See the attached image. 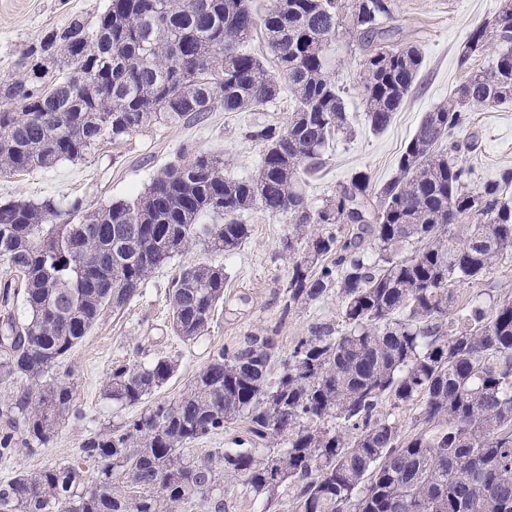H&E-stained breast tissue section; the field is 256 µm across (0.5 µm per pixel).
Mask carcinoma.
<instances>
[{
    "label": "carcinoma",
    "mask_w": 512,
    "mask_h": 512,
    "mask_svg": "<svg viewBox=\"0 0 512 512\" xmlns=\"http://www.w3.org/2000/svg\"><path fill=\"white\" fill-rule=\"evenodd\" d=\"M392 6L274 0L261 14L252 0H109L94 28L74 19L40 42L61 76L42 82L38 61L0 80V173L81 160L153 122L273 101L277 79L245 50L259 28L294 101L286 128L246 133L264 143L251 177L226 178L222 159L198 153L92 212L76 200L0 204V381L27 382L0 404V460L53 441L74 389L52 373L104 311L142 295L201 234L235 253L256 206L292 222L283 315L334 293L344 322L310 327L280 361L277 330L242 336L174 402L146 404L173 377L171 358L113 366L105 399L145 408L88 434L77 460L1 482L0 512H229L235 484L259 512H278L284 487L289 512H512V297L460 308L455 292L512 255V170L473 187L457 157L474 147L459 142L468 109L512 101V3L460 53L465 66L491 51L492 65L425 115L376 202L365 174L317 208L303 190L348 126L329 72L339 26L364 50L373 131L389 126L416 81L419 49L386 44ZM207 213L220 223L198 224ZM226 280L222 265L180 267L165 296L174 336L189 345L208 334ZM386 403L417 407L413 432ZM238 421L247 442L197 454L195 442ZM86 463L97 466L91 479Z\"/></svg>",
    "instance_id": "1"
}]
</instances>
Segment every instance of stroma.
Returning a JSON list of instances; mask_svg holds the SVG:
<instances>
[{"mask_svg": "<svg viewBox=\"0 0 512 512\" xmlns=\"http://www.w3.org/2000/svg\"><path fill=\"white\" fill-rule=\"evenodd\" d=\"M502 0H393V14L385 25L394 44L417 47L423 62L412 91L400 105L390 126L372 131L365 119L361 95L363 51L347 28H338L330 71L339 88L350 128L334 135L324 152L320 173L306 187L316 207L333 197L340 185L362 171L370 178V192L397 173L398 159L415 134L425 112L447 102L469 73L491 64V56H477L460 65V51L473 29L498 12ZM108 0H0V78L24 76L20 62L46 32L72 19L95 25ZM294 103L288 90L276 100L246 112L217 110L201 120L157 123L139 129L123 141L96 146L85 159L62 160L53 167L20 173H0V202L25 198L78 199L87 210L140 194L168 163L180 156L209 152L224 160V174L245 178L261 162L263 145L246 139L245 132L267 125L286 127ZM466 133L475 135L474 151L463 153L475 182L493 180L512 170V102L478 105L467 113ZM250 235L236 253L212 250L196 241L190 250L158 268L141 297L119 311L102 314L91 331L54 371L55 380L74 388L76 413L67 417L49 448L0 462V481L20 470L38 471L76 458L88 431L121 422L126 409L101 396L116 363L139 364L156 355L177 360L172 379L157 392L162 401L177 400L192 378L207 363L210 353L241 336L270 327L279 329V352L288 355L298 337L311 326H340L341 307L336 297L297 312L287 321L279 316L291 262L283 242L292 227L288 217L255 208L245 212ZM193 261L223 266L228 275L224 303L215 310L209 333L186 346L166 327L165 291L180 265ZM512 296V261L504 260L479 282L458 283L459 305L484 299L486 292Z\"/></svg>", "mask_w": 512, "mask_h": 512, "instance_id": "1", "label": "stroma"}]
</instances>
